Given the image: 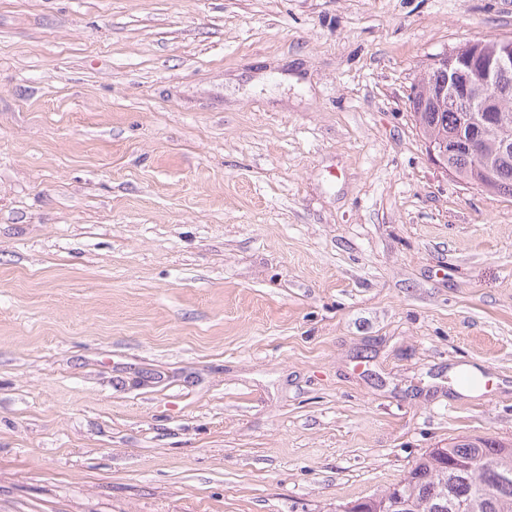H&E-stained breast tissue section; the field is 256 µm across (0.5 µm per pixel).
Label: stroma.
Instances as JSON below:
<instances>
[{"instance_id": "stroma-1", "label": "stroma", "mask_w": 512, "mask_h": 512, "mask_svg": "<svg viewBox=\"0 0 512 512\" xmlns=\"http://www.w3.org/2000/svg\"><path fill=\"white\" fill-rule=\"evenodd\" d=\"M512 0H0V512H336L512 442V198L428 157Z\"/></svg>"}]
</instances>
